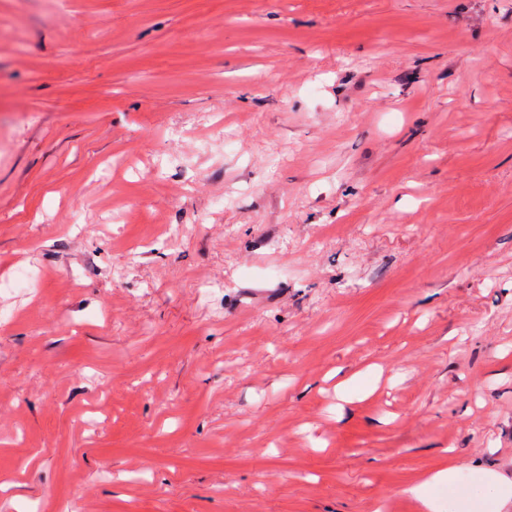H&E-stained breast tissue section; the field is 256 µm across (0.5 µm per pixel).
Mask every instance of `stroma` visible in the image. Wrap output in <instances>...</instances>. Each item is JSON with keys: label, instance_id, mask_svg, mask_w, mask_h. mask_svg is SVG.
<instances>
[{"label": "stroma", "instance_id": "35a3bbf8", "mask_svg": "<svg viewBox=\"0 0 512 512\" xmlns=\"http://www.w3.org/2000/svg\"><path fill=\"white\" fill-rule=\"evenodd\" d=\"M20 270L0 512H484L512 0H0Z\"/></svg>", "mask_w": 512, "mask_h": 512}]
</instances>
